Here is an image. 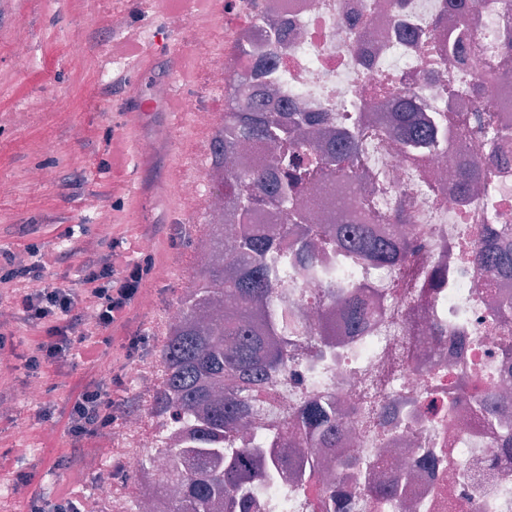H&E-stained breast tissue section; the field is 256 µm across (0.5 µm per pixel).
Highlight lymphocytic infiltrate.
I'll return each instance as SVG.
<instances>
[{
	"label": "lymphocytic infiltrate",
	"mask_w": 512,
	"mask_h": 512,
	"mask_svg": "<svg viewBox=\"0 0 512 512\" xmlns=\"http://www.w3.org/2000/svg\"><path fill=\"white\" fill-rule=\"evenodd\" d=\"M137 241L118 243L108 254H83L80 289L54 286L46 281L47 271L62 264L63 252H45L38 245L27 247L26 256L0 251V378L13 370L7 354L20 328L35 331L33 345L24 357L29 373H39L43 365L58 364L76 357L79 347L94 335L113 331L129 313L133 300L151 278L155 260L143 255L130 262L126 252L137 251ZM124 384L123 372L109 379L96 377L84 381L77 395L65 401L61 411L68 419L72 439L70 462L83 460L87 442L110 437L113 424L124 414L121 398L111 389Z\"/></svg>",
	"instance_id": "1"
}]
</instances>
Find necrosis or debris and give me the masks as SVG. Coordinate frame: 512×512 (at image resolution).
Returning <instances> with one entry per match:
<instances>
[{"label":"necrosis or debris","mask_w":512,"mask_h":512,"mask_svg":"<svg viewBox=\"0 0 512 512\" xmlns=\"http://www.w3.org/2000/svg\"><path fill=\"white\" fill-rule=\"evenodd\" d=\"M265 0L261 19L236 31L247 54L212 55V93L237 87L246 76L277 90L276 103L304 112H333L358 124L364 175L355 182L308 185L305 209L314 223H353L361 209L378 218L380 234L401 240L414 271L367 265L352 254L322 249L314 272L289 269L288 306L297 326L329 321L331 330L301 351L288 371L270 376L239 433L243 448L268 447L269 433L305 401H328L344 426L331 447L313 448L320 459L313 478L299 457L255 493L259 512H326L330 487L350 494L347 512H512V448L500 445L512 430V353L506 349L500 302H512V277L484 274L475 256L486 236L512 225V141L499 143V160L480 179L479 195H462L452 174L459 163L483 156L484 133L473 109L490 101L495 127L512 129V82L494 80L489 68L504 61L512 37V10L501 0H477L472 12L445 17L444 0ZM416 31L407 43L404 28ZM465 34L463 62H449L440 47ZM479 56L480 71L467 58ZM415 95L428 112L452 113L457 123L447 147L409 157L379 129L400 94ZM183 110L211 153L221 128L211 104L183 97ZM175 193L203 220L195 239L197 262L223 252L236 231L232 198L209 166L194 174L173 170ZM411 205L408 223L394 214ZM349 272L345 288L361 294L375 316L361 332L349 331L335 307L314 301L337 269ZM497 393L490 412L474 396ZM141 413L126 417L120 477L102 480L86 512H170L165 449H179L180 469L193 458L186 437L172 424ZM395 481L390 497L370 486Z\"/></svg>","instance_id":"necrosis-or-debris-1"}]
</instances>
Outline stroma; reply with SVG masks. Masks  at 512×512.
Returning a JSON list of instances; mask_svg holds the SVG:
<instances>
[{"label":"stroma","instance_id":"obj_1","mask_svg":"<svg viewBox=\"0 0 512 512\" xmlns=\"http://www.w3.org/2000/svg\"><path fill=\"white\" fill-rule=\"evenodd\" d=\"M248 0H182L178 12L164 9L160 0H0V181L13 186L0 196V247L24 254L28 243L65 250L68 227L82 230V244L107 251L114 240L148 237L156 263L171 267L170 280H151L145 292L153 296L155 310L132 306L118 335L136 333L147 341L137 359L157 361L163 344L156 333L158 311L175 305L183 278L195 277L192 260L196 229L182 219L187 206L168 204L174 168H193L197 136L190 129L156 138L158 115L144 123L145 136L134 133L132 119L120 107L126 85L133 79L136 54L152 53L157 44L172 50L156 58L146 88L164 85L171 97H183L191 89L207 93L208 54L196 46L194 31L211 23L222 36L225 58H233L235 28L253 19ZM79 42L82 53H72ZM25 45L28 64L18 67L13 49ZM68 121H61V114ZM154 143L141 170H134L133 156L140 139ZM35 169L48 170L45 183L30 180ZM142 194H135V184ZM109 214L111 230L101 234L99 219ZM34 224L30 236L19 235L17 225ZM124 352L118 343L98 342L91 359L50 366L40 378L29 377L25 368L15 370L11 407L0 411V453L7 454L12 470L31 475L32 490L55 501L68 486L93 493L97 476L86 462L57 470V457L70 454L71 444L63 423L38 421L37 407L63 404L77 393L88 377L103 365L120 366ZM39 388L30 399L31 388Z\"/></svg>","mask_w":512,"mask_h":512}]
</instances>
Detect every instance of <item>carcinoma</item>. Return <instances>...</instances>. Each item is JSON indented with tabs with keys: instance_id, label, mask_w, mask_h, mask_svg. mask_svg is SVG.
I'll use <instances>...</instances> for the list:
<instances>
[{
	"instance_id": "obj_1",
	"label": "carcinoma",
	"mask_w": 512,
	"mask_h": 512,
	"mask_svg": "<svg viewBox=\"0 0 512 512\" xmlns=\"http://www.w3.org/2000/svg\"><path fill=\"white\" fill-rule=\"evenodd\" d=\"M224 97V130L214 150L216 171L224 174V188L240 212L247 214L263 205L288 209L295 223L292 239L301 269L313 266L320 245L356 252L373 263L400 265L408 260L402 243L378 235L368 221L333 233L306 223L303 193L308 183L336 176L357 178L360 146L355 129L330 133L328 129L336 126L334 114L279 112L261 101L245 110L236 89L224 91ZM452 124L447 116L423 113L416 97L403 94L386 133L404 153L418 156L442 146ZM248 145L265 147L267 163L243 173H224V157L232 158ZM494 158L491 151L457 169L455 177L463 193H469L479 169ZM275 248V239L255 225H238L229 258L200 267L195 288L181 300L182 322L160 351L165 375L153 396L152 413L178 425L191 424L189 441L202 458L175 482L173 512H211L221 498L229 512H253L250 485L276 475L273 468L256 467L260 449L235 447L253 390L269 372L288 370L300 348L288 340L293 314L281 304V283L267 263ZM477 263L485 273L506 277L512 272V251L501 236H488ZM225 298L236 303L238 315L222 323L206 322L209 309ZM319 301L337 306L352 327L367 320L362 300L352 291L331 286ZM285 428L291 429L288 441L273 445L275 463L281 466L307 447L308 440L336 436L338 423L327 403L309 400L285 420ZM212 459L224 465L213 468Z\"/></svg>"
}]
</instances>
